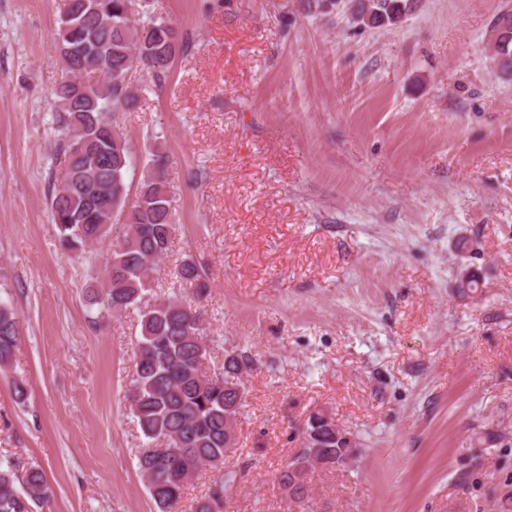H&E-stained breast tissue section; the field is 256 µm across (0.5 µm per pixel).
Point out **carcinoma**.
Listing matches in <instances>:
<instances>
[{
  "label": "carcinoma",
  "mask_w": 512,
  "mask_h": 512,
  "mask_svg": "<svg viewBox=\"0 0 512 512\" xmlns=\"http://www.w3.org/2000/svg\"><path fill=\"white\" fill-rule=\"evenodd\" d=\"M68 0L61 20L57 47L80 45L84 32L95 52L76 50L66 57V70L74 78L55 87L52 107L61 138L57 149L66 158L61 179L52 184L50 210L58 242L66 253L108 240L120 230L106 261V282L96 293L100 311L140 309V338L129 375L127 401L145 439L138 468L157 512H175L190 480L204 469L220 471L207 493L196 501L194 512H224V493L236 481L222 472L228 451L229 416L241 413L245 390L240 377L251 359L244 353L225 352L220 366L208 371L204 361L215 340L203 326L201 302L208 294L203 267L186 258L177 271V283L194 288V298L178 288L161 303L150 305V273L167 254L175 224L168 181L169 156L159 145L149 147L136 199L128 198L127 172L130 144L110 114L128 112L137 103L125 75L142 65L161 83L176 54L185 49L177 30L158 19L152 0ZM371 13L369 27L400 26L415 0H365ZM338 8L336 0H304L303 9L325 15ZM512 25V9L493 20L489 49L493 56L512 57V41L498 37L500 22ZM99 74L94 83L80 80ZM17 310L0 300V368L10 366L20 340ZM308 415L305 431L322 436L323 467L346 468L343 449L327 426H314ZM50 491L44 472L29 467L19 475L10 461H0V512H33L46 505Z\"/></svg>",
  "instance_id": "cac0c4a2"
}]
</instances>
